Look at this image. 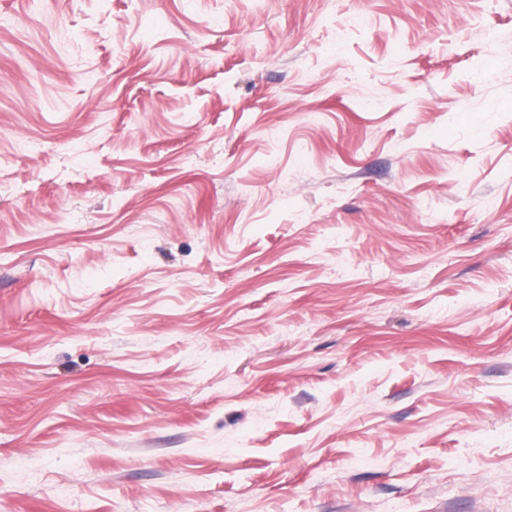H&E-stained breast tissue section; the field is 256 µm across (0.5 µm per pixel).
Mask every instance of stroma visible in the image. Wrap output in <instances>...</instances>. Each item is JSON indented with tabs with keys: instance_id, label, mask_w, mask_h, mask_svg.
I'll return each mask as SVG.
<instances>
[{
	"instance_id": "1",
	"label": "stroma",
	"mask_w": 512,
	"mask_h": 512,
	"mask_svg": "<svg viewBox=\"0 0 512 512\" xmlns=\"http://www.w3.org/2000/svg\"><path fill=\"white\" fill-rule=\"evenodd\" d=\"M0 512H512V0H0Z\"/></svg>"
}]
</instances>
